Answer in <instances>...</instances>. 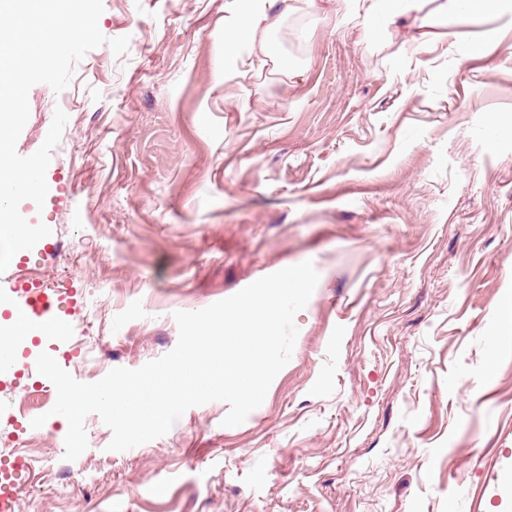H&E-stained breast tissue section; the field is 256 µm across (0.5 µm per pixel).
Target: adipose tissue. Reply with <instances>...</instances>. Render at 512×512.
<instances>
[{"label":"adipose tissue","mask_w":512,"mask_h":512,"mask_svg":"<svg viewBox=\"0 0 512 512\" xmlns=\"http://www.w3.org/2000/svg\"><path fill=\"white\" fill-rule=\"evenodd\" d=\"M276 2L277 0H239L238 9L224 23V58L228 69H236V46L243 40L257 46L263 58L275 60L276 53L268 40V29L272 24L270 10Z\"/></svg>","instance_id":"obj_1"}]
</instances>
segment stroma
Wrapping results in <instances>:
<instances>
[{"label": "stroma", "instance_id": "35a3bbf8", "mask_svg": "<svg viewBox=\"0 0 512 512\" xmlns=\"http://www.w3.org/2000/svg\"><path fill=\"white\" fill-rule=\"evenodd\" d=\"M446 0H314L270 33L281 68L224 72L234 0H103L89 51L56 93L38 84L17 141L68 116L47 180L20 208L62 243L73 278L65 369L92 383L174 348L195 311L304 261L319 274L289 363L262 405L223 426L188 409L124 452L85 422L26 457L13 512H512V12L458 22ZM391 15L382 39L371 5ZM485 36L497 48L468 60Z\"/></svg>", "mask_w": 512, "mask_h": 512}]
</instances>
